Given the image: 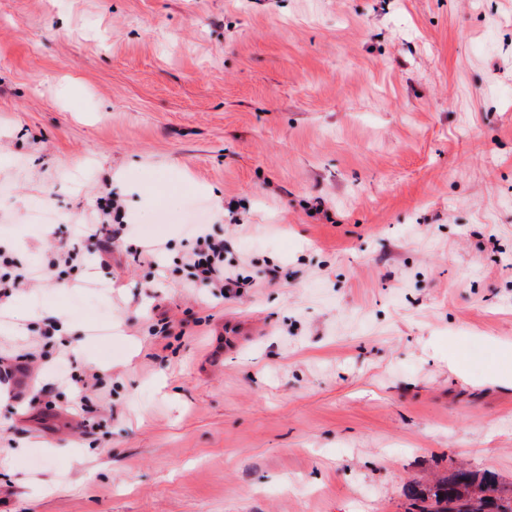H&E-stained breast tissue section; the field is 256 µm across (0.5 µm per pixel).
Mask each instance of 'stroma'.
I'll list each match as a JSON object with an SVG mask.
<instances>
[{
	"mask_svg": "<svg viewBox=\"0 0 512 512\" xmlns=\"http://www.w3.org/2000/svg\"><path fill=\"white\" fill-rule=\"evenodd\" d=\"M0 154L23 267L31 214L68 240L116 172L139 226L111 278L0 311L29 365L0 512H405L462 464L512 489V0H0ZM194 218L247 285L191 287ZM102 319L87 432L42 330Z\"/></svg>",
	"mask_w": 512,
	"mask_h": 512,
	"instance_id": "1",
	"label": "stroma"
}]
</instances>
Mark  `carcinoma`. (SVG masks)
I'll list each match as a JSON object with an SVG mask.
<instances>
[{
  "label": "carcinoma",
  "mask_w": 512,
  "mask_h": 512,
  "mask_svg": "<svg viewBox=\"0 0 512 512\" xmlns=\"http://www.w3.org/2000/svg\"><path fill=\"white\" fill-rule=\"evenodd\" d=\"M408 500L418 512H512V495L503 492L492 473L465 468L411 486Z\"/></svg>",
  "instance_id": "obj_1"
}]
</instances>
